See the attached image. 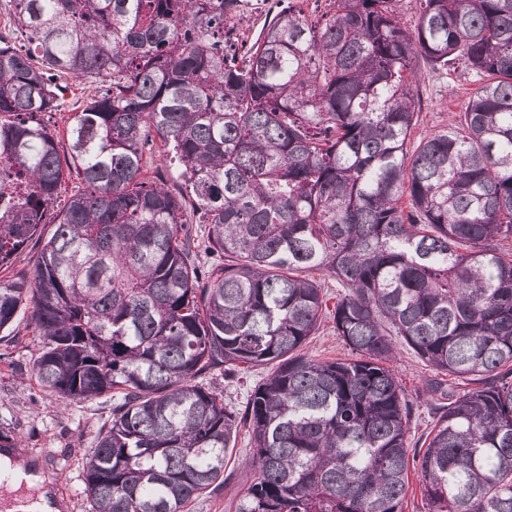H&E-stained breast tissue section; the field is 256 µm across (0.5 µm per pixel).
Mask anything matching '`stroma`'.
I'll return each instance as SVG.
<instances>
[{
	"instance_id": "stroma-1",
	"label": "stroma",
	"mask_w": 512,
	"mask_h": 512,
	"mask_svg": "<svg viewBox=\"0 0 512 512\" xmlns=\"http://www.w3.org/2000/svg\"><path fill=\"white\" fill-rule=\"evenodd\" d=\"M287 6L286 0H261L258 10L246 12L236 20L231 40L239 51L255 42L263 21L275 18ZM421 105L412 141L437 134L447 128L450 119L464 111L477 84L465 69L446 75L434 72L426 63L418 65ZM42 351L29 311L18 313L13 324L0 330V353L8 354L9 364L0 363V425L11 428L21 441L15 449L17 464L33 469L54 512H91L84 493L82 463L99 433L112 419V399L98 398L67 407L37 382L32 367ZM395 377L411 408L410 444H418L434 425L442 403L434 386H454L462 382L423 362L406 345H399L391 364ZM249 435L240 432L236 448L230 449L224 464L226 482L215 494H202L185 512H236L239 495L253 480L245 454Z\"/></svg>"
}]
</instances>
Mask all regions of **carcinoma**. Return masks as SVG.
Instances as JSON below:
<instances>
[{
    "mask_svg": "<svg viewBox=\"0 0 512 512\" xmlns=\"http://www.w3.org/2000/svg\"><path fill=\"white\" fill-rule=\"evenodd\" d=\"M396 2L290 5L240 56L247 0H9L0 269L41 248L32 277L0 280V330L30 310L33 374L62 405L111 395L92 512H184L224 484L242 427L236 512H404L411 470L427 512H512V0H420L412 31ZM421 60L480 85L412 149ZM63 76L97 91L61 153L39 116ZM157 139L188 195L143 178ZM315 272L343 289L331 307ZM325 317L352 358L303 353ZM394 336L472 384L414 453ZM272 362L241 412L202 382Z\"/></svg>",
    "mask_w": 512,
    "mask_h": 512,
    "instance_id": "obj_1",
    "label": "carcinoma"
}]
</instances>
